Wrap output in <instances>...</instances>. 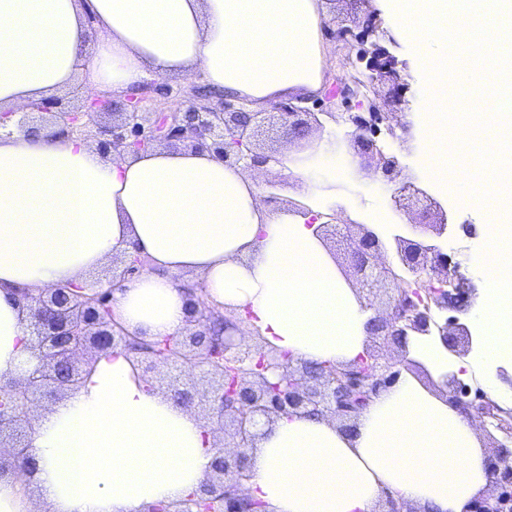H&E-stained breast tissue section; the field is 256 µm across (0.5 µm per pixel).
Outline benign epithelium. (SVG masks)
<instances>
[{
	"label": "benign epithelium",
	"mask_w": 512,
	"mask_h": 512,
	"mask_svg": "<svg viewBox=\"0 0 512 512\" xmlns=\"http://www.w3.org/2000/svg\"><path fill=\"white\" fill-rule=\"evenodd\" d=\"M380 29L381 19L373 11L338 22V41L346 47L354 42L359 45L356 58L348 55L345 61L351 66L360 64L367 81L357 80L351 86L335 80L339 91L325 94L322 105L326 111L321 114L291 101L281 104L275 113L250 112L244 105L235 106L222 98L208 103L193 100L183 110L147 112L150 81L121 101L100 93L77 108L58 97L33 103L26 112H1L0 130L28 137L49 126L53 137L83 140L92 125L104 155L114 150L137 154L163 142H181L194 150H208L226 165L256 169L278 161L277 154L254 147L255 138L263 131L275 127L287 142H299L313 128L323 126L320 116L324 115L338 126L336 152L351 142L356 144L360 155L374 166V175L387 186L390 208L415 210L419 217L415 226L428 228L433 235L430 240L418 241L399 234L384 237L365 224H338L335 214L320 225L331 229L345 246L365 300H370L383 279L396 281L391 312L385 319H371V333L398 346L404 354L409 353L412 336L436 338L446 351L454 353L460 339H470L469 328L457 317L440 320L437 311L461 310L475 284L462 271L461 263L436 242L448 234L447 212L405 174L406 165L390 151L392 141L411 139V124L385 126L382 113L363 107L360 88L385 82L391 83L392 101L408 105L410 86L399 73V60L375 41ZM339 107L345 111H337ZM109 112L112 121L98 120ZM355 227L359 230L356 235L352 233ZM384 247L395 249V266L374 263ZM149 265V257L135 251L122 257L120 265L112 267V277L104 281L71 283L37 296L23 293L30 357L22 378L0 380V439L12 440L9 460L0 461V473L8 469L27 473L34 464L28 449L35 400L58 401L81 382L99 353L130 350L132 336L114 317L112 292ZM187 293L188 323L196 329L177 338L141 340L142 348L135 351L137 366L150 389L166 385L165 393L178 404L207 411L221 430L224 422L230 421L240 451L230 456L223 447H215L210 472L197 489L180 501L155 505L148 512H265L261 502L243 491L250 479L246 450L253 447L259 426L281 415L324 417L331 413L351 419L381 389L393 385L399 372L393 370V364L369 353L342 371L334 364L305 362L298 371L286 353L242 347L232 337L237 325L208 305L198 289L189 288ZM216 320L225 327L219 354L205 346ZM445 379L452 406L466 414H479L484 425L502 435L495 459L488 464L495 492L472 500L469 512H512V410L502 409L452 372Z\"/></svg>",
	"instance_id": "obj_1"
}]
</instances>
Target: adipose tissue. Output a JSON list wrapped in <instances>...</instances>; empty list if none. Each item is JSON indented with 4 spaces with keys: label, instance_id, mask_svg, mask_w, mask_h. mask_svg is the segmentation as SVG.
<instances>
[{
    "label": "adipose tissue",
    "instance_id": "ef3b65f1",
    "mask_svg": "<svg viewBox=\"0 0 512 512\" xmlns=\"http://www.w3.org/2000/svg\"><path fill=\"white\" fill-rule=\"evenodd\" d=\"M103 38L88 48L86 19ZM318 0H0V112L81 88L121 96L150 76L189 75L254 107L319 92L330 62ZM349 160L329 142L281 156L303 207L260 201L264 174L209 152L154 148L106 160L88 142L0 137V377L28 359L20 291L80 284L132 248L150 268L112 293L135 336L187 326L185 285L243 318L246 340L312 363L365 355L371 317L336 267L314 215ZM209 427L148 389L131 353L98 355L92 373L30 437L36 470L0 479V512H143L205 478ZM250 496L267 512H374L385 494L416 512H465L489 484L473 421L404 373L352 434L316 416L275 419L249 451Z\"/></svg>",
    "mask_w": 512,
    "mask_h": 512
}]
</instances>
